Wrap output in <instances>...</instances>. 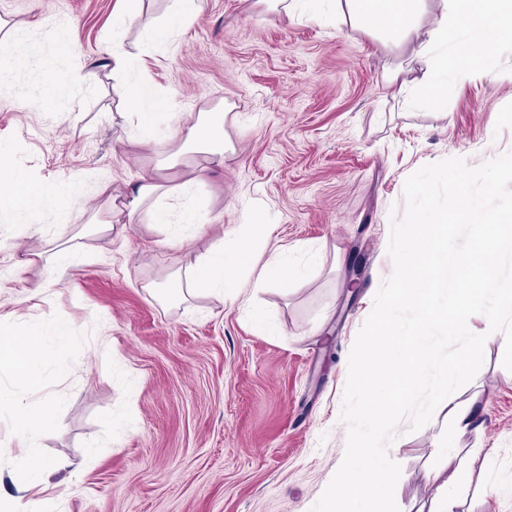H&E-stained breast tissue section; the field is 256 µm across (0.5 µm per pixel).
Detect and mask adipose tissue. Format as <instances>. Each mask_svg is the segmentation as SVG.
Segmentation results:
<instances>
[{
	"label": "adipose tissue",
	"instance_id": "1",
	"mask_svg": "<svg viewBox=\"0 0 512 512\" xmlns=\"http://www.w3.org/2000/svg\"><path fill=\"white\" fill-rule=\"evenodd\" d=\"M268 12L294 22L303 18L327 24H341L351 30L379 39L412 46L421 63L419 74L401 76L388 73L384 79L393 97L420 106L440 99L449 83L471 79H498L493 49L504 39L512 38V0H438L429 7L428 0H259ZM152 57L149 45L137 52L120 48L108 53L107 65L112 78L123 87L127 104L126 121L137 131L148 132L165 123L166 101L158 97L146 79L128 83L131 71L146 69ZM226 114L223 105L189 114L183 122L170 126L174 144L158 165L143 173L131 194L118 198L110 183H100L97 198L109 210L125 213L128 223L147 222L169 229L165 243L185 247L189 237L182 226L199 223L193 198L206 183L213 168L224 165L229 144L224 133ZM186 166L195 175L181 183H170L169 170ZM177 200V208L159 207L160 199ZM80 196L73 190L46 193L14 170L0 171V223L16 224L33 214L43 203H50L60 214L67 215L79 205ZM251 236L244 229L225 232L216 238L206 254L186 272L185 286L178 289L181 298L233 293L241 303H249L257 291L278 281L303 274L287 252L271 255L264 264H256ZM41 334L0 319V372L9 374L14 389L0 388V405H9L17 414V446L9 456L14 465V481L19 491L39 489L49 471L40 452L39 440L44 429L53 423L50 403L34 407L28 394L42 389L44 381L35 351ZM458 451L445 448L442 461L431 479L436 493L429 512H452L448 489L458 481Z\"/></svg>",
	"mask_w": 512,
	"mask_h": 512
}]
</instances>
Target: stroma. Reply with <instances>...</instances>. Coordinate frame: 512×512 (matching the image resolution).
<instances>
[{
	"mask_svg": "<svg viewBox=\"0 0 512 512\" xmlns=\"http://www.w3.org/2000/svg\"><path fill=\"white\" fill-rule=\"evenodd\" d=\"M116 0H0V20L23 28L27 54L0 86L8 165L35 185L77 181L87 204L51 207L28 225L0 223V315L43 330V391L55 422L40 440L53 471L40 512H311L342 459L348 358L385 279L391 211L420 167L450 157L477 166L512 150V83L454 82L446 107L404 105L383 73L408 63L402 45L315 21L287 22L253 0H203L198 21L165 41L154 29L171 0H144L141 18L112 30ZM151 43L155 93L185 116L225 101L236 147L196 193L190 246H163L148 223L87 236L99 181L115 193L171 148L139 146L116 112L105 65L112 45ZM71 45L61 53V45ZM95 70L94 86L67 82ZM62 76L44 107L50 74ZM263 213L275 232L258 250L291 248L311 275L258 292L278 327L256 330L237 301L215 295L163 301L175 270L191 269L218 229ZM79 252L65 278L51 239ZM40 253L27 265L26 253ZM360 265L356 288L348 275ZM53 324L68 325L59 344ZM489 343L457 392L474 423L454 442L461 474L455 512H512V372ZM442 418L401 433L389 454L402 469L400 512H427Z\"/></svg>",
	"mask_w": 512,
	"mask_h": 512,
	"instance_id": "35a3bbf8",
	"label": "stroma"
}]
</instances>
